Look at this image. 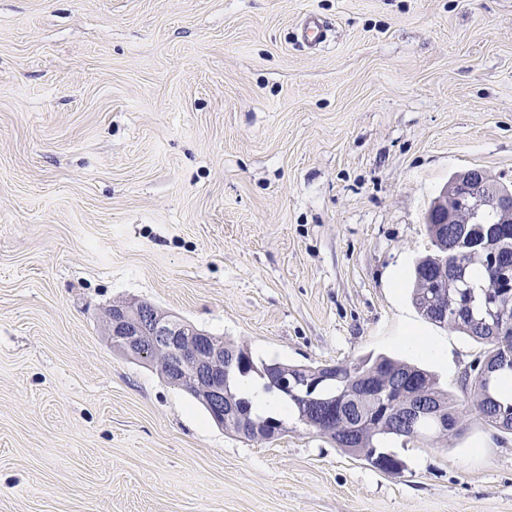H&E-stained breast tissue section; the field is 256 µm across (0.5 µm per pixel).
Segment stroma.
Masks as SVG:
<instances>
[{"label":"stroma","instance_id":"35a3bbf8","mask_svg":"<svg viewBox=\"0 0 512 512\" xmlns=\"http://www.w3.org/2000/svg\"><path fill=\"white\" fill-rule=\"evenodd\" d=\"M473 168L512 185V0H0V512H512L479 416L389 440L387 473L293 417L217 427L106 331L146 301L258 364L383 354L466 403L487 346L410 273ZM326 37V26L316 16L309 15L302 21V42L310 49H316Z\"/></svg>","mask_w":512,"mask_h":512}]
</instances>
